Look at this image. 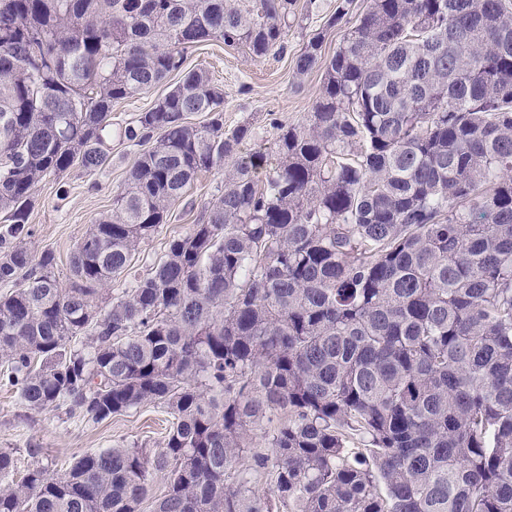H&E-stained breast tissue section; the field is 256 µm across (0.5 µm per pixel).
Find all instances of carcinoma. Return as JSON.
I'll return each mask as SVG.
<instances>
[{"mask_svg": "<svg viewBox=\"0 0 512 512\" xmlns=\"http://www.w3.org/2000/svg\"><path fill=\"white\" fill-rule=\"evenodd\" d=\"M293 5L0 0V383L35 412L172 417L62 474L1 450L0 512H139L153 470V512H512V0H370L331 57L322 31L295 56L324 71L306 122L242 155L251 127L224 130L184 54H282ZM175 72L119 129L143 150L60 285L25 243L36 186L104 165L112 104ZM212 169L199 222L99 305Z\"/></svg>", "mask_w": 512, "mask_h": 512, "instance_id": "carcinoma-1", "label": "carcinoma"}]
</instances>
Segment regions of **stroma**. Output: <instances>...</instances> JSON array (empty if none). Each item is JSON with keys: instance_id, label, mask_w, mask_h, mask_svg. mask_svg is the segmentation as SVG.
I'll list each match as a JSON object with an SVG mask.
<instances>
[{"instance_id": "stroma-1", "label": "stroma", "mask_w": 512, "mask_h": 512, "mask_svg": "<svg viewBox=\"0 0 512 512\" xmlns=\"http://www.w3.org/2000/svg\"><path fill=\"white\" fill-rule=\"evenodd\" d=\"M336 0H297L299 25L288 32V51L280 56L254 59L243 46L228 47L210 41L190 48L184 55L188 69H207L224 88V127L232 129L247 123L252 136L240 147L248 153L270 146L279 126L304 121L318 99L322 71L296 80L294 57L305 46L310 34L326 30L324 55H332L344 33L343 26L325 29ZM107 163L88 173L73 167L59 177L40 182L34 191V204L28 222L34 229L26 245L32 255L52 252L53 272L61 285L72 280L71 258L77 244L95 219L111 212L112 199L120 191L134 165L139 149L119 137L106 143ZM224 188L221 173H201L188 185L182 198L169 209L159 231L144 240L132 261L134 274L143 276L164 260L167 243L189 231L197 223L207 202ZM166 409L148 404L128 414L99 424L67 417L64 412L37 413L27 409L12 390L0 387V449L14 452L19 472L34 466L62 471L75 456L86 451L115 445L160 447L170 425ZM38 456H29V449Z\"/></svg>"}]
</instances>
